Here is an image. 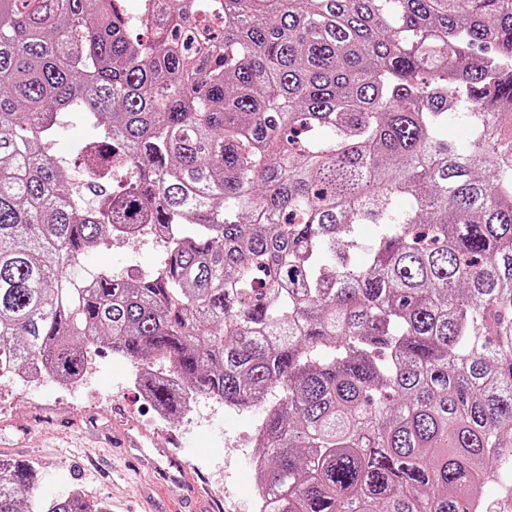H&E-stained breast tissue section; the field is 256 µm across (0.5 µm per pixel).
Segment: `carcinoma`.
Wrapping results in <instances>:
<instances>
[{"label": "carcinoma", "instance_id": "1", "mask_svg": "<svg viewBox=\"0 0 512 512\" xmlns=\"http://www.w3.org/2000/svg\"><path fill=\"white\" fill-rule=\"evenodd\" d=\"M171 2L0 0V379L65 382L105 338L171 419L192 390L261 408L268 512H495L512 0ZM71 111L92 206L50 153ZM153 229L157 269L71 278ZM37 488L0 458V512H107Z\"/></svg>", "mask_w": 512, "mask_h": 512}]
</instances>
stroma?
<instances>
[{"mask_svg":"<svg viewBox=\"0 0 512 512\" xmlns=\"http://www.w3.org/2000/svg\"><path fill=\"white\" fill-rule=\"evenodd\" d=\"M87 135L82 113L64 114L52 152L67 177L75 175ZM163 253V246L148 235L133 248L116 238L108 248L90 249L73 274L82 277L109 269L120 276L132 260L149 271ZM92 367L86 385L74 392L58 389L50 379L36 384L0 381V455L36 469L43 500L74 486L105 502L109 512H171L173 469L167 455L173 452L194 462L193 475L207 489L202 501L182 512H255L253 481L244 462L254 452L258 412L231 411L203 397L194 411L166 420L135 382L132 362L103 346ZM116 401L124 404L133 421L156 434L136 451L139 471L121 478L111 477L110 471L123 468L125 454L96 445L98 434L112 429Z\"/></svg>","mask_w":512,"mask_h":512,"instance_id":"obj_1","label":"stroma"}]
</instances>
